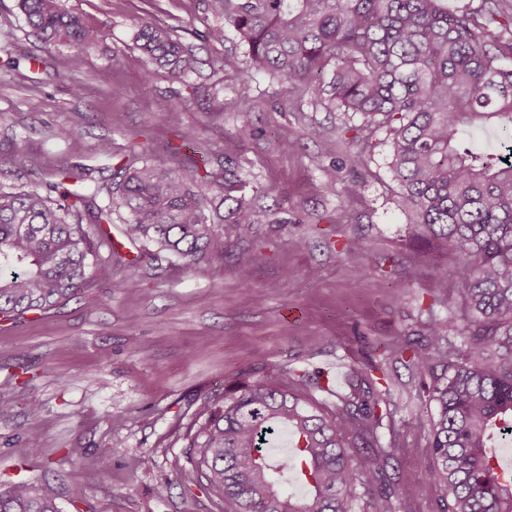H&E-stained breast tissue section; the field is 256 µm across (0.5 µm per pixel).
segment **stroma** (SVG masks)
Wrapping results in <instances>:
<instances>
[{
  "label": "stroma",
  "mask_w": 512,
  "mask_h": 512,
  "mask_svg": "<svg viewBox=\"0 0 512 512\" xmlns=\"http://www.w3.org/2000/svg\"><path fill=\"white\" fill-rule=\"evenodd\" d=\"M60 4L100 31L75 68L67 46L45 43L16 0H0L1 186L36 184L75 162L111 180L136 138L162 165L215 171L229 157L241 178L237 194L278 221L257 225L250 242L225 238L223 262L148 269L133 290L119 289L126 272L108 244L96 243L83 290L50 310L0 319V492L46 481L60 512H218L217 497L178 478L188 465L186 429L204 402L299 366L319 372L315 397L334 407L351 368L378 360L381 342L404 333L420 340L429 317L461 310L448 278L456 253L407 237L388 147L351 168L344 113L273 98L267 78L242 76L243 47L202 41L215 23L202 0ZM149 21L192 49L197 72L173 82L154 71L135 41ZM228 57L236 67L225 65ZM115 84L120 94L111 93ZM169 112L179 113V125L166 122ZM62 125L70 137H56ZM246 127L260 136L239 137ZM188 128L197 139L180 138ZM287 134L290 151L277 146ZM332 166L339 180L325 193L320 183ZM353 181L355 196L346 190ZM367 248L376 257L369 268ZM241 265L253 272L250 286L237 279ZM392 374L400 396L392 437L415 452L389 469L388 485L405 476L417 512H430L437 492L425 477L426 436L406 425L434 409L402 364ZM34 432L42 442L35 450L26 445ZM77 484L79 501L70 493Z\"/></svg>",
  "instance_id": "35a3bbf8"
}]
</instances>
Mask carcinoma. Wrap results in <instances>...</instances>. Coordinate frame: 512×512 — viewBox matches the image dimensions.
<instances>
[{
  "label": "carcinoma",
  "mask_w": 512,
  "mask_h": 512,
  "mask_svg": "<svg viewBox=\"0 0 512 512\" xmlns=\"http://www.w3.org/2000/svg\"><path fill=\"white\" fill-rule=\"evenodd\" d=\"M220 21L204 39L222 42L232 31L245 47L247 79L267 74L276 95H298L328 112L366 119L369 134L386 132L390 168L399 185L412 240L451 245L449 273L463 301L467 345L448 336L453 316L430 320L424 350L403 335L382 345L384 360L351 371L336 409L324 410L309 393L325 390L306 369L266 372L204 404L190 437L189 485L206 482L222 512H356L354 490L373 485L391 461L414 452L382 442L385 412L395 405L391 367L402 363L429 379L428 402L436 413L427 431V482L438 491L433 512H512V467L488 445L492 432L512 435V158L476 149L468 135L491 128L512 135V5L483 0L481 17L450 14L444 0H203ZM28 25L46 42L70 46L78 66L99 37L59 0H18ZM139 48L180 82L197 67L195 55L168 27L141 26ZM353 133L354 168H363L373 144ZM95 169L58 166L51 179L26 190L0 189V317L47 310L92 278L90 235L68 197L87 204L90 223L105 241L112 205L95 202L104 186ZM224 173L160 166L139 143L113 169L109 195L129 212L124 236L153 245L124 264L122 288L141 283L142 266H162L171 255L188 269L200 261L224 262V231L239 241L254 233L252 202L231 195ZM70 181L73 192H58ZM93 188L91 195L82 191ZM60 193V198L53 197ZM230 227H224V224ZM286 431L292 451L267 455L272 436ZM368 450L354 457L348 441ZM309 488L301 497L283 481ZM0 512H59L56 492L44 483L15 484L0 493ZM375 512H416L406 498L381 497Z\"/></svg>",
  "instance_id": "cac0c4a2"
}]
</instances>
